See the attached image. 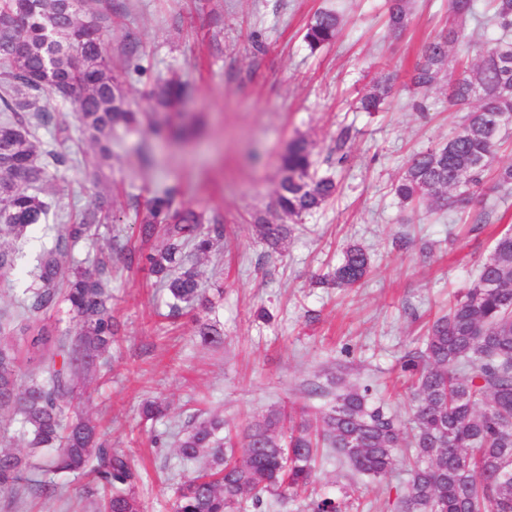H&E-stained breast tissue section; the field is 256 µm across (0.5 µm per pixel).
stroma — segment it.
Returning <instances> with one entry per match:
<instances>
[{
	"label": "stroma",
	"instance_id": "stroma-1",
	"mask_svg": "<svg viewBox=\"0 0 512 512\" xmlns=\"http://www.w3.org/2000/svg\"><path fill=\"white\" fill-rule=\"evenodd\" d=\"M323 9L337 10L342 24L332 44L313 52L302 36ZM447 22L448 0H412L410 26L398 36L387 30L383 0H112L103 35L132 109L148 108L156 81L180 76L192 85L191 98L156 118L189 128V136H159L145 125L118 130L112 165L102 170L70 103L44 98L53 121L38 136L72 162L42 185L55 206L30 229L11 287L0 288V308L29 286L51 227L97 197L109 199L112 211L96 239L75 249L88 262L118 228L128 248L150 251L136 215L167 190L176 207L223 219L224 238L200 266L213 312L188 308L169 317L147 267L113 256L119 340L106 366L85 377L72 408L133 457L145 512H170L174 484L193 471L174 448L153 447L150 438L194 412L221 415L234 430L273 405L318 408L308 382L342 366L347 381L372 385L373 402L408 419L412 388L401 357L421 348L425 322L464 293L494 238L512 228V197L502 198L490 176L462 211L436 213L392 190L414 155L446 141L463 120L449 111L442 88L424 96L422 109L412 105L409 76L421 46ZM387 76L392 90L383 109L358 111V98ZM299 134L338 190L324 208L290 223L274 250L255 220L277 222L269 206L280 159ZM340 148L346 162L330 164ZM482 212L488 223L475 224ZM351 242L371 258L367 278L353 288L322 283ZM200 321L217 324L223 344L202 346ZM155 398L168 404V417L142 422L141 404ZM408 467L402 457L391 474L368 480L332 458L314 487L335 495L344 512H399L396 488Z\"/></svg>",
	"mask_w": 512,
	"mask_h": 512
}]
</instances>
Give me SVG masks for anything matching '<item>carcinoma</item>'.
Here are the masks:
<instances>
[{
  "label": "carcinoma",
  "instance_id": "1",
  "mask_svg": "<svg viewBox=\"0 0 512 512\" xmlns=\"http://www.w3.org/2000/svg\"><path fill=\"white\" fill-rule=\"evenodd\" d=\"M490 20L499 36L479 46V62L447 76L450 49L466 39L465 24L479 11V0H448V29L422 49L410 82L424 94L448 79V107L467 110L448 141L413 157L394 183L403 203L426 200L448 206V192L460 197L479 186L497 146L512 126V0H489ZM96 0H0V282L17 269L16 244L47 219L51 204L33 185L66 159L51 149L37 155V131L48 124L39 106L44 95L66 102L78 92L85 101L76 114L82 133L103 160L112 158V135L140 122L122 83L112 72ZM388 26L397 35L409 24V0H387ZM340 16L315 14L303 41L315 51L336 39ZM388 80L377 81L359 99L363 112H378L388 97ZM192 93L169 79L150 92L155 105L170 109ZM311 145L292 140L283 156L275 206L290 220L321 209L336 195L330 175L310 169ZM97 212L60 224L51 246L42 250L33 282L14 311H0V413L18 421L28 452L0 450V493L13 512H22L21 492L52 498L55 479L91 477L102 496L92 512H143L138 493L141 473L124 452L110 448L91 421L70 415L75 379L95 366L112 347L118 325L112 319L107 288L112 255L100 253L88 267L75 260L76 245L91 235ZM261 238L277 248L288 225H258ZM144 241L160 240L139 256L166 290L169 315L182 305L207 302L198 260L224 238V225H204L203 214L174 207L173 194L154 197L138 225ZM370 258L359 245L345 247L332 281L352 288L368 275ZM66 310L79 330L72 336L48 323ZM195 336L203 345L224 342L214 324L200 323ZM36 364L27 373L22 361ZM403 371L414 379L411 431L384 405L370 402L372 386L341 383L332 395L317 381L312 397H331L328 407L271 408L237 434L242 455L224 434V419L196 415L173 435L184 463L210 459L204 472L179 484L171 512H265L269 498L295 499L314 484L318 461L336 452L355 472L378 478L393 471L397 452L412 450V464L399 496L401 512H512V232L495 239L464 295L433 320L424 349L403 357ZM161 400L141 408L146 421L167 416ZM307 512H341L336 498L309 499Z\"/></svg>",
  "mask_w": 512,
  "mask_h": 512
}]
</instances>
